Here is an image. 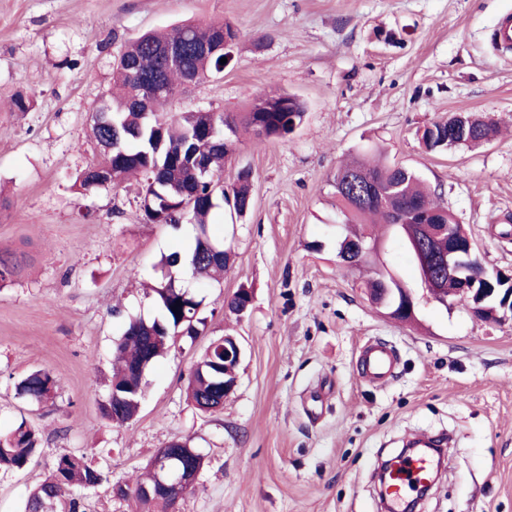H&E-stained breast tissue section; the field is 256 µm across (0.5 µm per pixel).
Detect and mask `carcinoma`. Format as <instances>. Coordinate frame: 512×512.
I'll return each instance as SVG.
<instances>
[{
	"label": "carcinoma",
	"instance_id": "1",
	"mask_svg": "<svg viewBox=\"0 0 512 512\" xmlns=\"http://www.w3.org/2000/svg\"><path fill=\"white\" fill-rule=\"evenodd\" d=\"M215 24L187 23L172 34L148 32L130 41L119 57L113 72L114 83L120 93L103 101L93 113V137L100 149L101 159L86 168L79 176L80 187L88 190L116 183L130 174L142 173L147 183L141 196V210L153 224L179 227L188 220L199 228L194 243L182 252L162 257L158 264L161 276L151 287L159 309V317L145 321L132 318L115 343L116 368L106 400L101 405L105 418L115 424H125L137 413L143 394L142 367H151L180 337L195 339L205 326L202 317L203 299L183 284V274L207 282L230 267L231 252L211 254L208 244L216 242L209 233L210 217L217 207V196L225 194L222 172L225 157L231 151L232 139L239 125L253 129L260 139H282L291 134L304 117V106L287 93H261L249 111L187 112L173 120L163 112V106L176 89L187 82L201 80L224 71L220 63L223 54H206L201 47L212 42ZM183 48L181 60L170 65L161 55L169 47ZM144 77L158 81L160 95L152 110L135 108V98ZM472 134L461 139L448 138V122L442 120L425 127L421 140L429 151H443L457 146L479 145L491 139L496 126L491 121L474 118ZM200 152L206 171L198 169L195 152ZM369 179L384 197V204L369 202L357 206L345 193L343 184L349 176ZM336 208L345 217V233L337 242V256L350 267L370 263L372 253L355 251L378 245L379 238L359 233L354 224H382L392 235L406 241L405 225L398 233L396 217L413 216L417 231L440 252L448 251V241L462 248L468 243V234L453 213L441 206L423 186L419 174L405 166L354 160L337 169L332 182ZM233 209L242 217L252 208L250 172L238 173L231 187ZM22 260L13 253L0 252V286L18 277ZM430 293L438 288L448 289V296L463 307L470 305L464 293L457 292L459 282L448 274H434L424 282ZM177 310H172V307ZM57 379L46 369L33 371L16 384V394L28 400L41 402L55 394ZM188 397L198 410L208 406L223 407L224 347L221 340L213 341L193 368L188 382ZM39 438L26 421H21L4 435H0V471L23 468L39 451ZM108 481L100 468L74 454L59 455L46 478L31 493L25 512H54L62 506L65 512H81L84 490L94 489ZM156 485L153 464H148L145 479L133 491L117 486L118 496L134 495L148 512L155 503L174 508L183 494L159 490L151 494L144 487Z\"/></svg>",
	"mask_w": 512,
	"mask_h": 512
}]
</instances>
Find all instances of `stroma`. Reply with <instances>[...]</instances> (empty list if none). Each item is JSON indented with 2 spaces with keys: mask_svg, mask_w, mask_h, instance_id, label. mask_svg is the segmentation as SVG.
<instances>
[{
  "mask_svg": "<svg viewBox=\"0 0 512 512\" xmlns=\"http://www.w3.org/2000/svg\"><path fill=\"white\" fill-rule=\"evenodd\" d=\"M512 0H0V249L26 265L0 287V433L26 421L42 452L0 472V512H24L62 453L110 474L84 512H135L112 494L133 485L159 448L189 440L204 458L175 512H380L375 474L409 432L448 435L450 463L417 512H512V314L483 320L434 302L401 244L382 259L408 288L418 321L390 317L366 296L362 271L336 256L343 216L332 196L342 161L382 147L415 169L462 224L489 271L512 274V50L490 43ZM238 32L224 72L181 87L170 116L200 108L246 112L257 94L305 105L281 140L240 132L224 184L251 172V211L216 208L210 233L232 261L196 285L206 327L172 346L146 377L138 415L115 426L108 393L112 342L128 317L151 319L146 289L161 256L182 250L192 224L144 221V176L80 188L100 150L91 116L112 87L113 64L140 34L187 22ZM24 92L25 112L10 109ZM497 121L478 147L424 149L419 132L455 113ZM248 288L243 319L224 300ZM233 335L238 385L214 413L187 400L191 369ZM397 362L387 382L363 379L362 345ZM47 368L53 399L18 397L16 383Z\"/></svg>",
  "mask_w": 512,
  "mask_h": 512,
  "instance_id": "obj_1",
  "label": "stroma"
}]
</instances>
